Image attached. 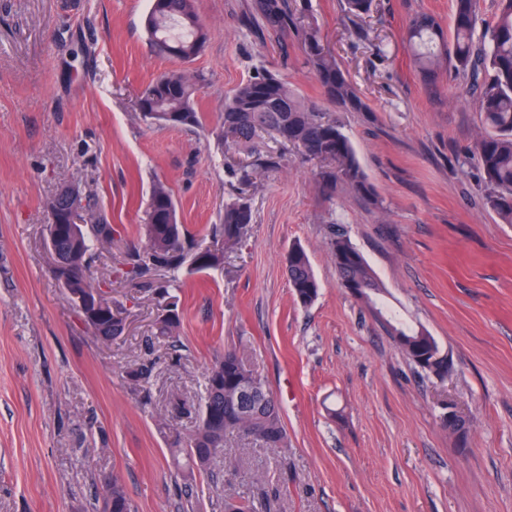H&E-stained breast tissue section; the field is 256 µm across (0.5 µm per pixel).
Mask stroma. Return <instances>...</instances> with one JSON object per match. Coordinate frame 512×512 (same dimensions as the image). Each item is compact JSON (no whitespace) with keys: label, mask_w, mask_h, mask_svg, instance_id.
I'll return each instance as SVG.
<instances>
[{"label":"stroma","mask_w":512,"mask_h":512,"mask_svg":"<svg viewBox=\"0 0 512 512\" xmlns=\"http://www.w3.org/2000/svg\"><path fill=\"white\" fill-rule=\"evenodd\" d=\"M368 106L338 118L379 198L320 185L314 164L261 134L222 148L225 100L260 67L323 95L296 44L246 26L251 0H196L209 39L190 63L158 55L151 0H0V512H96L119 473L139 512H224L243 496L267 512H512V224L484 205L474 101L453 75L428 91L402 36L421 13L451 30L453 0H294ZM201 75V126L139 120L161 74ZM277 157L238 185L249 155ZM172 192L201 245L232 189L252 229L222 268L180 272L176 343L155 340L156 295L114 268L142 248L150 191ZM95 196L113 227L90 271L127 312L117 341L93 336L51 273L47 203L64 185ZM343 231L375 272L380 303L447 353L445 379L418 373L371 310L339 284L328 242ZM295 246L320 290L298 303ZM244 345L278 397L289 448L228 435L207 469L172 463L226 348ZM155 361L148 384L126 380ZM458 404L465 444L439 422Z\"/></svg>","instance_id":"obj_1"}]
</instances>
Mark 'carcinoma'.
Listing matches in <instances>:
<instances>
[{
	"label": "carcinoma",
	"instance_id": "1",
	"mask_svg": "<svg viewBox=\"0 0 512 512\" xmlns=\"http://www.w3.org/2000/svg\"><path fill=\"white\" fill-rule=\"evenodd\" d=\"M373 8L374 0H344L345 12L356 18L370 14ZM249 12L250 19L261 23L260 30L283 39L293 37L329 103L341 112L367 111L358 87L325 46L319 29L305 10L292 0H252ZM478 24V0H454L452 48L448 52H442L443 29L430 14L413 20L404 42L427 86L435 85L444 53L463 93L475 98L481 132L475 140L474 152L483 174V199L504 223L512 224V0H498L495 21L486 31L478 32ZM146 28L159 54L183 63L192 61L208 38L195 0H166L162 12L150 11ZM200 83V76L181 70L163 74L142 92L139 106L148 109V113H140V119L168 127L167 115L177 113L183 115L177 126L201 125L194 104ZM221 125L226 145L245 146L260 133L271 132L305 160L319 164L318 177L326 186H340L374 205L379 204L340 120L292 89L280 73L256 69L224 102ZM82 209L92 223L57 224L55 219L61 211L49 203L48 235L55 236L54 255L59 269L71 275L65 287L70 296L99 290L92 283L87 255L92 240H112V225L106 213L89 201ZM251 222L248 199L236 196L224 203L220 223L211 229L212 245L201 248L179 222L169 188L160 182L153 185L142 225L145 246L125 257L121 271L127 277L139 279L159 269L169 272L170 279L154 288L161 307L157 319L159 336L171 338L181 326L182 314L169 292L176 282L175 273L185 267L193 273L224 265V255L247 236ZM329 250L341 287L348 289L366 282L374 293H379L374 271L346 235L333 234ZM285 267L296 300L303 305L313 302L319 285L306 252L300 247L289 250ZM101 300L106 304V316L88 319L85 324L99 339L110 342L123 335L122 308L107 294ZM364 303L421 373L439 379L448 375V354L428 331L410 328L386 315L370 296ZM229 432L250 436L269 448L288 447L280 402L246 364L237 347L225 350L210 369L202 420L185 447L176 449V453L183 456L186 466L202 469L223 450L224 436ZM100 512H138L116 473L103 482Z\"/></svg>",
	"mask_w": 512,
	"mask_h": 512
}]
</instances>
